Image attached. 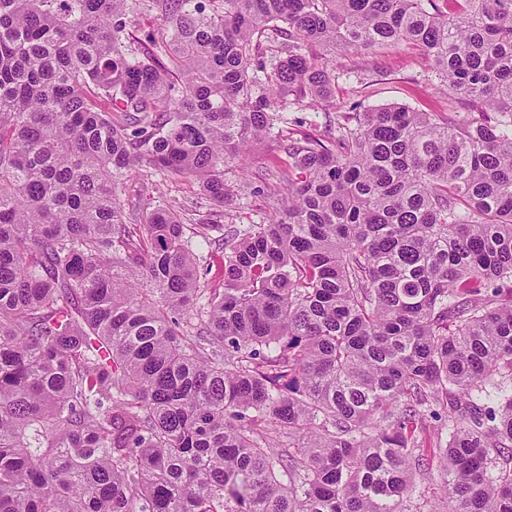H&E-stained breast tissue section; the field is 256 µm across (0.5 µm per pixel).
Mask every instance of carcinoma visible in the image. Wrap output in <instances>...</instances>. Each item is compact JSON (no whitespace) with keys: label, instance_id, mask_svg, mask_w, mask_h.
I'll return each instance as SVG.
<instances>
[{"label":"carcinoma","instance_id":"obj_1","mask_svg":"<svg viewBox=\"0 0 512 512\" xmlns=\"http://www.w3.org/2000/svg\"><path fill=\"white\" fill-rule=\"evenodd\" d=\"M403 43L493 120L343 111L324 51ZM264 140L267 216L209 237ZM145 168L199 205L132 222ZM426 480L512 512V0H0V512H436Z\"/></svg>","mask_w":512,"mask_h":512}]
</instances>
